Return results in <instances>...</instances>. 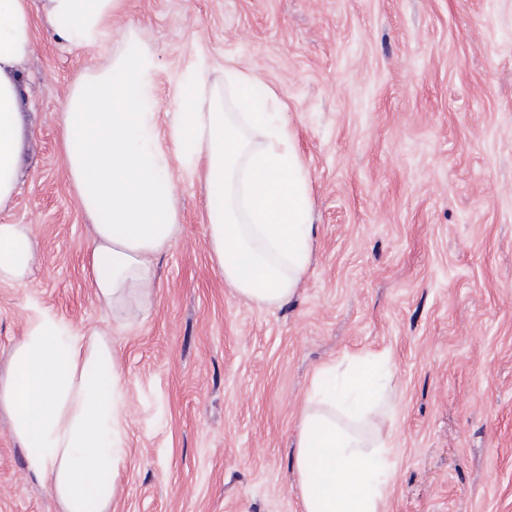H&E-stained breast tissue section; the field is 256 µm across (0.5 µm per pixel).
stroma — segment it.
<instances>
[{
    "instance_id": "obj_1",
    "label": "stroma",
    "mask_w": 512,
    "mask_h": 512,
    "mask_svg": "<svg viewBox=\"0 0 512 512\" xmlns=\"http://www.w3.org/2000/svg\"><path fill=\"white\" fill-rule=\"evenodd\" d=\"M157 59L160 132L184 77L254 73L287 106L316 233L295 297L241 299L218 273L202 181L171 160L183 231L127 324L96 300L88 218L58 114L95 48L36 25L20 190L40 260L0 284V377L31 304L110 336L129 402L112 512H302L293 455L319 375L389 355L388 512H512V0H125ZM0 512H60L0 408Z\"/></svg>"
}]
</instances>
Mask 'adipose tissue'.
<instances>
[{
  "instance_id": "adipose-tissue-1",
  "label": "adipose tissue",
  "mask_w": 512,
  "mask_h": 512,
  "mask_svg": "<svg viewBox=\"0 0 512 512\" xmlns=\"http://www.w3.org/2000/svg\"><path fill=\"white\" fill-rule=\"evenodd\" d=\"M123 0H0V210L18 189L27 91L22 66L34 50L36 21L72 48L102 45ZM156 59L126 29L103 64L86 70L60 114L67 178L91 220L89 273L108 310L150 302L155 260L179 237L177 154L204 180L209 248L237 295L276 306L292 298L312 257L315 234L308 174L285 113L269 111L258 79L229 71L234 111L207 93L204 71L188 80L192 111L175 113L160 135L153 110ZM31 225L0 224V284H21L37 261ZM381 357L342 372L349 402L325 379L301 416L295 472L303 512H385L391 435L381 429L392 401L380 398ZM0 406L25 450L28 471L62 512H110L125 456L127 398L110 337L82 332L51 309L32 305L0 379Z\"/></svg>"
}]
</instances>
